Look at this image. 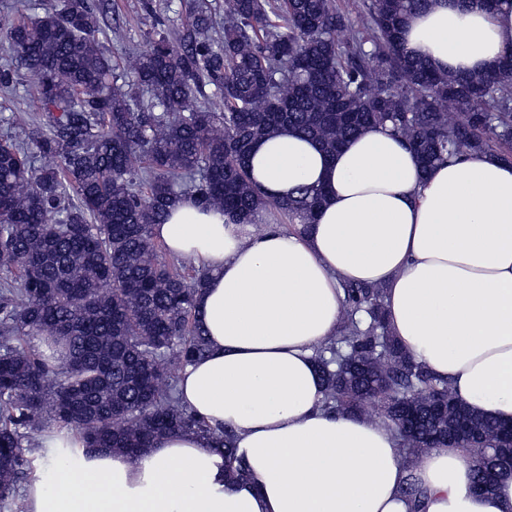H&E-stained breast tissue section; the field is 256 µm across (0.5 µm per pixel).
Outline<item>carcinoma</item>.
<instances>
[{"label":"carcinoma","instance_id":"1","mask_svg":"<svg viewBox=\"0 0 512 512\" xmlns=\"http://www.w3.org/2000/svg\"><path fill=\"white\" fill-rule=\"evenodd\" d=\"M427 2L371 0L356 27L336 0H224L220 40L203 2L183 42L158 32L121 63L101 47L90 0H59L11 25L0 91L28 73L48 131L13 112L10 124L32 127L30 143L7 138L0 149V502L29 481L25 441L52 424L77 431L89 451L131 457L195 432L224 449L228 479H246L233 430L180 405L181 372L210 351L198 306L206 274L166 260L153 226L185 193L242 218L270 204L246 156L283 129L332 156L390 124L425 169L467 152L512 162V54L494 73L465 75L405 56L403 23ZM126 83L150 89L151 101L135 106ZM206 86L224 111H185ZM35 151L59 164L35 166ZM324 198L302 187L270 205L311 224ZM344 293L338 331L315 351L324 408L395 430L410 467L433 449L429 437L466 426L481 436L462 443L472 484L493 468L511 472L498 465L509 454L499 424L458 404L393 336L384 289Z\"/></svg>","mask_w":512,"mask_h":512}]
</instances>
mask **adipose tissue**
<instances>
[{"label": "adipose tissue", "mask_w": 512, "mask_h": 512, "mask_svg": "<svg viewBox=\"0 0 512 512\" xmlns=\"http://www.w3.org/2000/svg\"><path fill=\"white\" fill-rule=\"evenodd\" d=\"M401 48L433 67L489 72L512 51V0H429L407 16ZM250 178L268 200L324 189L314 223L284 231L265 210L242 220L179 197L153 233L206 272L199 311L208 355L184 368L183 405L230 426L248 480L182 432L132 458L83 452L72 430L44 442L74 454L22 492L23 512H512V474L478 494L463 448L432 449L406 468L397 433L326 411L313 360L336 331L347 283L385 290L388 324L475 413L512 424V163L468 153L423 170L386 128L334 157L284 130L256 142ZM263 232H255V225Z\"/></svg>", "instance_id": "ef3b65f1"}]
</instances>
